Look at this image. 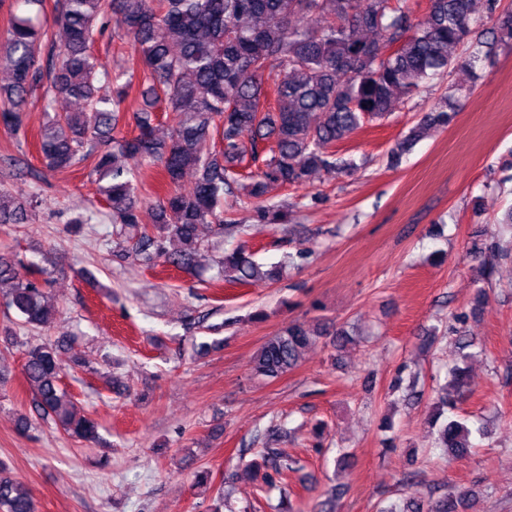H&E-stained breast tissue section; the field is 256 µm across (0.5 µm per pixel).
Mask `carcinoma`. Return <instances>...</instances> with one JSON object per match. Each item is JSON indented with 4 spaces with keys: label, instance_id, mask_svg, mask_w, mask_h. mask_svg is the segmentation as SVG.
Wrapping results in <instances>:
<instances>
[{
    "label": "carcinoma",
    "instance_id": "1",
    "mask_svg": "<svg viewBox=\"0 0 512 512\" xmlns=\"http://www.w3.org/2000/svg\"><path fill=\"white\" fill-rule=\"evenodd\" d=\"M493 20L495 42H512V10L484 0ZM477 0H429L418 20L408 0H61L55 24L64 33L58 45L49 30L30 16H16L0 35V60L11 77L0 88V123L23 128L28 95L43 88L44 109L60 95L81 102L77 112L55 113L41 129L39 151L51 170L90 162L98 193L112 219L114 253L147 267L158 262L189 270L207 248L205 226L217 236L243 235V224L224 223V199L232 195L254 218L279 224L286 214L263 206L269 185L300 187L320 172L336 173L354 162L336 151L365 123L382 119L399 103L418 95L429 81L479 59L482 41L475 35ZM112 36L137 48L143 64L142 85L180 119L168 136L157 131L153 112H135L137 134H120L123 104L134 73H110L92 52L104 37L108 19ZM112 84V94L98 95L97 84ZM442 95L407 135L388 152L397 165L421 132L446 126L450 100ZM156 162L167 186L147 205L138 193V166ZM188 171L195 186L183 193ZM26 206L0 193V222L23 224ZM216 278L245 284L260 276L280 278L283 264H257L246 243L216 260ZM48 268L23 265L0 256V298L26 326L48 324L55 308L43 286ZM323 329L293 320L265 341L252 361V373L273 380L294 369L303 351ZM470 342L448 369L450 393L441 398L431 423L438 447L461 456L473 447L481 427L443 419L457 406L467 386ZM22 372L34 390L39 416L67 437L93 443L96 423L80 412L62 386L57 348L31 343L23 351ZM264 483L283 479L290 468L278 448L258 451ZM474 494L448 490L426 504L409 501L403 512H467ZM0 512H36L31 489L3 475Z\"/></svg>",
    "mask_w": 512,
    "mask_h": 512
}]
</instances>
